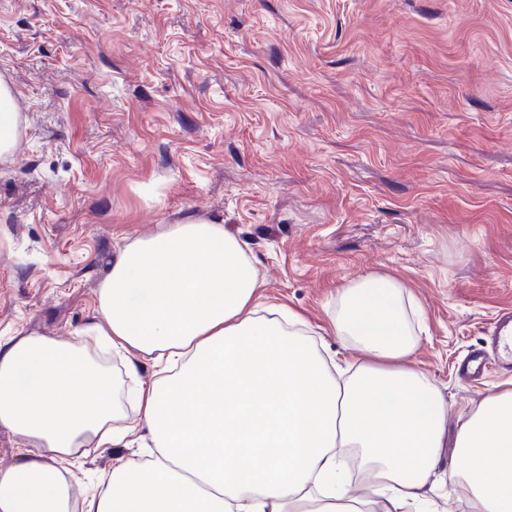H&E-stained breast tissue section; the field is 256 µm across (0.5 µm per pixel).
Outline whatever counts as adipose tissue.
I'll return each instance as SVG.
<instances>
[{"instance_id":"obj_1","label":"adipose tissue","mask_w":512,"mask_h":512,"mask_svg":"<svg viewBox=\"0 0 512 512\" xmlns=\"http://www.w3.org/2000/svg\"><path fill=\"white\" fill-rule=\"evenodd\" d=\"M261 286L245 241L189 216L117 252L87 343L0 341V429L23 443L0 469V512H428L449 446L468 512H512V382L449 435L442 396L399 364L413 338L398 280L339 292L330 326L366 355L343 382L304 316L264 305ZM146 359L162 372L149 383ZM134 444L151 458H117L75 496L67 459Z\"/></svg>"}]
</instances>
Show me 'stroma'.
Returning a JSON list of instances; mask_svg holds the SVG:
<instances>
[{
	"label": "stroma",
	"mask_w": 512,
	"mask_h": 512,
	"mask_svg": "<svg viewBox=\"0 0 512 512\" xmlns=\"http://www.w3.org/2000/svg\"><path fill=\"white\" fill-rule=\"evenodd\" d=\"M0 79L1 340L79 341L112 255L193 216L342 366L337 291L402 282L449 431L512 380L458 372L512 310V0H0ZM18 133L17 112L14 96L6 84L0 81V156L11 154Z\"/></svg>",
	"instance_id": "35a3bbf8"
}]
</instances>
